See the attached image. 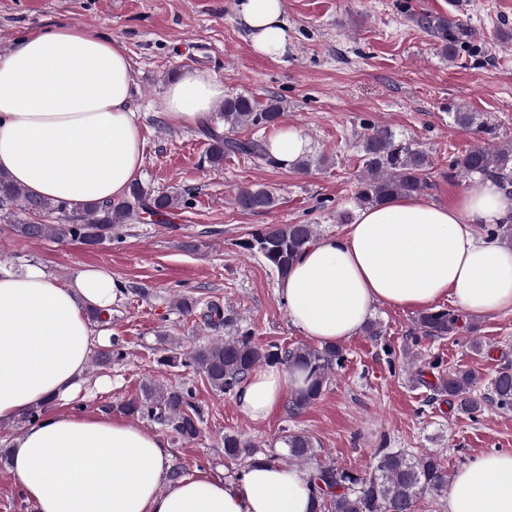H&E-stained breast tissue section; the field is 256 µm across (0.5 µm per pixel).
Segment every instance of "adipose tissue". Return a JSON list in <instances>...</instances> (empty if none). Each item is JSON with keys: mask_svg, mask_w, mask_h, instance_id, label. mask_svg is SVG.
Returning a JSON list of instances; mask_svg holds the SVG:
<instances>
[{"mask_svg": "<svg viewBox=\"0 0 512 512\" xmlns=\"http://www.w3.org/2000/svg\"><path fill=\"white\" fill-rule=\"evenodd\" d=\"M254 52H284V0H238ZM135 74L118 39L89 27L28 32L0 55V173L29 193L67 203L124 196L143 166L142 127L131 108ZM225 98L214 74L185 69L168 84L164 117L210 121ZM512 222V197L489 179L455 204L396 196L357 210L344 233L310 245L281 293L307 338L355 336L376 305L427 309L442 299L468 313L512 312V248L480 234ZM121 295L111 274L88 267L66 282L41 266H0V423L40 417L7 448L10 471L33 512H313L311 474L270 462L242 477L198 471L168 480L171 455L155 432L103 413L56 411L86 383L93 348L89 310ZM301 380L278 365L253 372L239 411L264 421ZM448 512H512V452L491 451L455 470Z\"/></svg>", "mask_w": 512, "mask_h": 512, "instance_id": "obj_1", "label": "adipose tissue"}]
</instances>
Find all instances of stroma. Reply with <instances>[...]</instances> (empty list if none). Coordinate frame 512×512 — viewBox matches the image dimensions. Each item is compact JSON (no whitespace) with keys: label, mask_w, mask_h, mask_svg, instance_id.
<instances>
[{"label":"stroma","mask_w":512,"mask_h":512,"mask_svg":"<svg viewBox=\"0 0 512 512\" xmlns=\"http://www.w3.org/2000/svg\"><path fill=\"white\" fill-rule=\"evenodd\" d=\"M237 2L0 0V53L30 30L59 24L93 27L121 42L136 75L131 105L144 138L138 180L157 192L194 195L192 207L172 210L164 223L124 225L121 242L95 247L21 238L0 220L6 267L38 264L61 281L79 267H98L128 290L108 325L126 357L88 367V390L77 404L114 416L145 381L194 385L199 437L186 442L171 429H156L172 465L186 476L198 470L233 475L236 466L224 457L228 433L277 455L283 437L302 433L315 445L308 468L334 464L366 475L381 448L432 451L451 472L478 453L512 450V411L487 403L477 416L464 414L416 374L438 357L440 376L467 371L477 377L479 393L489 392L500 368L512 366V313L468 315L459 330L426 337L417 328L418 310L376 305L372 319L381 336L362 331L343 341L345 366L317 401L295 416L279 404L261 422L243 416L234 398L215 393L192 369L164 364L165 356L233 335L238 326L251 328L263 347L308 345L288 317L281 278L241 243L271 224H313L322 238L342 233L339 213L356 209L364 124L387 126L397 141L428 154L430 187L422 197L442 205L473 186L449 178L450 160L488 140L455 124L456 108L479 113L496 128L498 143L512 140V0H285L288 44L276 57L252 50ZM423 14L446 15L467 30L454 59L443 58L416 25L415 16ZM188 68L215 74L226 96L248 95L261 106L277 101L279 124L243 127L239 136L269 139L298 129L310 141L315 165L301 172L232 156L211 166L195 127L159 115L168 83ZM255 184L273 192L269 211L238 206V190ZM183 295L220 298L231 325L201 329L176 309Z\"/></svg>","instance_id":"35a3bbf8"}]
</instances>
